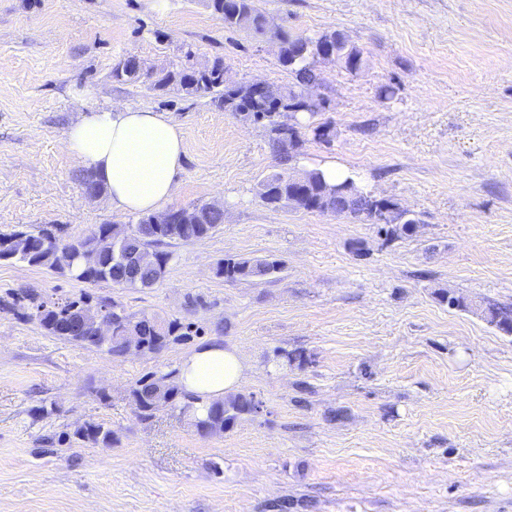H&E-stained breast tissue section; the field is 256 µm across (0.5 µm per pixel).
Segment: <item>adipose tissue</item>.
Wrapping results in <instances>:
<instances>
[{"mask_svg": "<svg viewBox=\"0 0 512 512\" xmlns=\"http://www.w3.org/2000/svg\"><path fill=\"white\" fill-rule=\"evenodd\" d=\"M66 144L76 165L104 183L116 210L157 213L177 191L184 134L160 113L127 105L93 109L70 127ZM177 370L183 394L206 405L236 393L246 365L237 349L214 343L186 354Z\"/></svg>", "mask_w": 512, "mask_h": 512, "instance_id": "1", "label": "adipose tissue"}]
</instances>
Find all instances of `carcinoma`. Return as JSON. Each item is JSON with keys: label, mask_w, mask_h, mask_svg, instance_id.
Wrapping results in <instances>:
<instances>
[{"label": "carcinoma", "mask_w": 512, "mask_h": 512, "mask_svg": "<svg viewBox=\"0 0 512 512\" xmlns=\"http://www.w3.org/2000/svg\"><path fill=\"white\" fill-rule=\"evenodd\" d=\"M212 14L224 22L227 28H238L254 36L266 34L263 16L254 6V0H208ZM282 56L280 65L293 75L287 86L271 84L268 92L254 99L246 84L229 87L224 82V63L220 60L210 65H182L162 72L151 81L156 90L167 89L171 81L181 84L188 94L210 95L235 115L244 114L246 120L264 127L268 142L278 156L281 170L265 177L260 183L262 201L272 207L282 194L298 197V207L309 211L337 210L341 215L353 218L372 217L380 210L378 201L363 191L357 181L348 176L336 183L328 182L323 173L314 168L302 171V183L290 179L303 144L301 130L281 134L277 121L279 103L286 98L303 115L314 116L311 106L300 99V91L321 80L320 50L324 46L334 48L336 61L350 71L358 69L362 62L360 50L351 45L339 31L318 37H292L281 33ZM141 62L135 57L119 61L112 70L118 82H133L139 79ZM344 191L346 200L338 201L332 196L335 189ZM178 222L174 224H151L150 216L141 217L137 223L121 227L101 224L90 235L69 241L70 246L87 247L96 252L98 263L86 265L82 257L67 262L52 246L44 245L52 237L47 225H34L24 230L0 235V260H15L31 266L47 268L74 281L110 282L119 288L149 287L164 278L172 255L165 247L173 242L191 243L210 237L224 223V211L206 204L191 205L178 209ZM282 268L278 260H253L251 258H226L217 263L216 275L230 283L249 282L271 275ZM438 297L448 306L467 310L472 301L463 295L441 290ZM26 311L17 313L23 320H35L50 336L80 345H92L111 356L136 353L144 356L155 354L159 340L164 343L182 341L189 337L190 327L177 319L164 320L145 312L130 313L123 304L114 299H101L97 305L112 312V337L106 341L94 340L77 334L65 335L58 328L57 317L71 308L89 302L81 294L57 303L52 308L43 297L28 293ZM489 323L507 334H512V304L489 303L486 305ZM135 331L140 336L139 344L131 347L125 336ZM176 370L155 372L136 381L130 389V397L138 418L150 419L161 406L176 409L182 393L176 381ZM251 395L237 393L203 407V412L193 419L196 431L201 436L220 434L230 428L244 415H251ZM72 437L83 443L110 448L118 441L116 432L101 424L86 422L73 431Z\"/></svg>", "instance_id": "1"}]
</instances>
